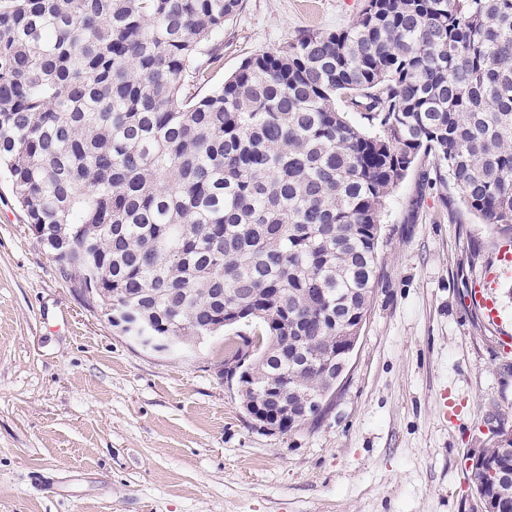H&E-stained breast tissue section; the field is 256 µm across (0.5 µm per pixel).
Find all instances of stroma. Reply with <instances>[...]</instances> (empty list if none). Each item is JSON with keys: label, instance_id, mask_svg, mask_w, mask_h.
<instances>
[{"label": "stroma", "instance_id": "stroma-1", "mask_svg": "<svg viewBox=\"0 0 512 512\" xmlns=\"http://www.w3.org/2000/svg\"><path fill=\"white\" fill-rule=\"evenodd\" d=\"M364 3L242 0L209 89L252 53L352 26ZM505 246L452 183L410 172L331 410L270 431L224 372L236 329L143 349L61 276L0 171V512H484L467 459L489 415L512 419ZM476 289L496 320L472 308Z\"/></svg>", "mask_w": 512, "mask_h": 512}]
</instances>
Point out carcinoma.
<instances>
[{
	"mask_svg": "<svg viewBox=\"0 0 512 512\" xmlns=\"http://www.w3.org/2000/svg\"><path fill=\"white\" fill-rule=\"evenodd\" d=\"M241 0H0V163L90 286L183 345L260 330L237 375L281 431L315 426L359 340L381 215L418 167L512 239V0H366L254 53L220 88ZM345 109L336 107V101ZM491 459L512 448L500 419ZM512 512V470L472 469Z\"/></svg>",
	"mask_w": 512,
	"mask_h": 512,
	"instance_id": "obj_1",
	"label": "carcinoma"
}]
</instances>
